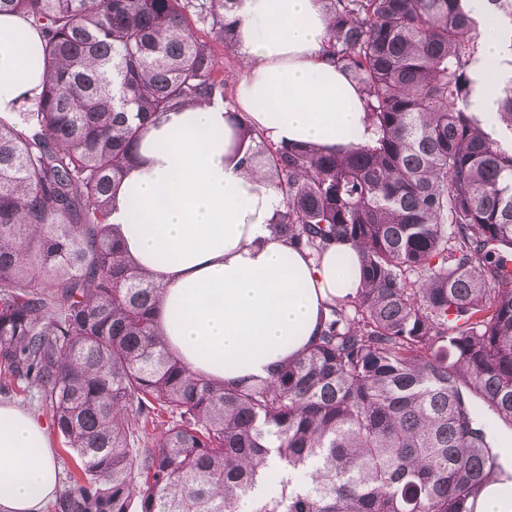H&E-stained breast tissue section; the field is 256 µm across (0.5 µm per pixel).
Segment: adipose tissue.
<instances>
[{
	"label": "adipose tissue",
	"instance_id": "adipose-tissue-1",
	"mask_svg": "<svg viewBox=\"0 0 512 512\" xmlns=\"http://www.w3.org/2000/svg\"><path fill=\"white\" fill-rule=\"evenodd\" d=\"M471 8L483 33L473 103L488 112L503 42L485 0ZM236 15L244 68L235 99L252 127L278 144L365 141L360 92L322 53L329 19L319 0H240ZM40 38L23 17L0 14V117L36 111ZM247 148L223 102L168 113L145 133L111 215L127 255L162 288L156 318L168 347L227 384L307 352L328 304L359 288L362 266L352 243L317 258L275 233L283 197L245 167ZM60 480L47 423L0 402V512H44Z\"/></svg>",
	"mask_w": 512,
	"mask_h": 512
}]
</instances>
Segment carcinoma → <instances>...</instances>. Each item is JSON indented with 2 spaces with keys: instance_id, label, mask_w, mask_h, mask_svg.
Segmentation results:
<instances>
[{
  "instance_id": "carcinoma-1",
  "label": "carcinoma",
  "mask_w": 512,
  "mask_h": 512,
  "mask_svg": "<svg viewBox=\"0 0 512 512\" xmlns=\"http://www.w3.org/2000/svg\"><path fill=\"white\" fill-rule=\"evenodd\" d=\"M240 0H0L43 33L38 110L0 119V389L53 411L56 512H474L512 481V73L472 112L469 0H321L323 52L361 92L368 139L277 144L247 163L274 225L312 256L350 241L362 286L311 349L234 386L157 332L160 286L112 234L147 128L226 96L215 45ZM512 68V0H486ZM151 444H140L149 430Z\"/></svg>"
}]
</instances>
